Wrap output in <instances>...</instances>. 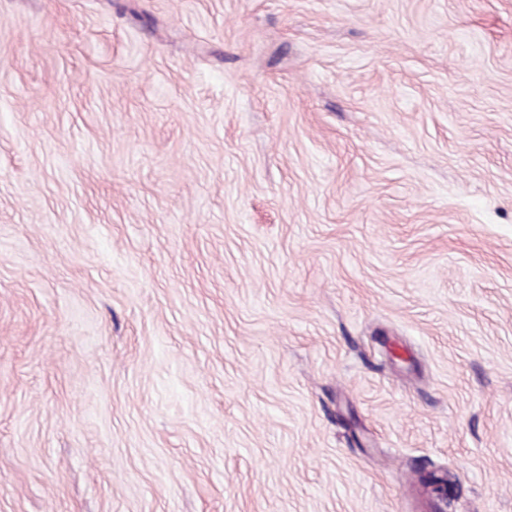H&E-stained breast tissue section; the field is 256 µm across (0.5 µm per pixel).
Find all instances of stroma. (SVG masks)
I'll return each instance as SVG.
<instances>
[{"label": "stroma", "instance_id": "1", "mask_svg": "<svg viewBox=\"0 0 512 512\" xmlns=\"http://www.w3.org/2000/svg\"><path fill=\"white\" fill-rule=\"evenodd\" d=\"M512 512V0H0V512Z\"/></svg>", "mask_w": 512, "mask_h": 512}]
</instances>
